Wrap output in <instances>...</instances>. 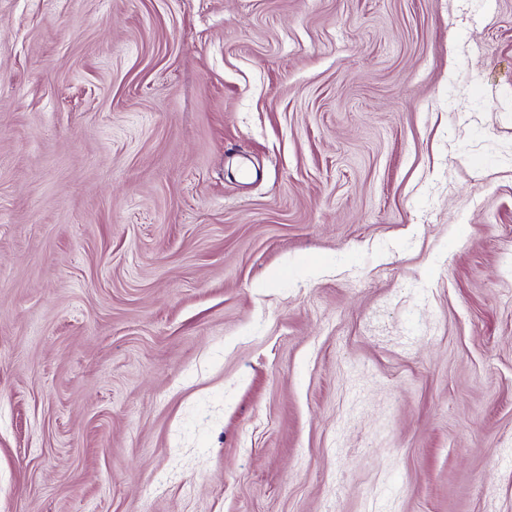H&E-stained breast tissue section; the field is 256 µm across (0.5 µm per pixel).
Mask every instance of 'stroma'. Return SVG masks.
Returning <instances> with one entry per match:
<instances>
[{
	"label": "stroma",
	"mask_w": 512,
	"mask_h": 512,
	"mask_svg": "<svg viewBox=\"0 0 512 512\" xmlns=\"http://www.w3.org/2000/svg\"><path fill=\"white\" fill-rule=\"evenodd\" d=\"M0 512H512V0H0Z\"/></svg>",
	"instance_id": "1"
}]
</instances>
